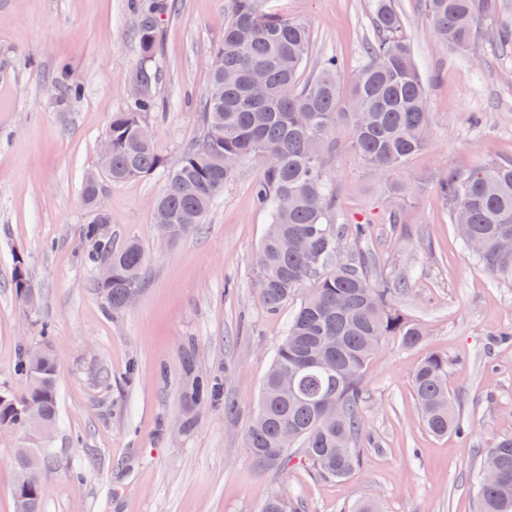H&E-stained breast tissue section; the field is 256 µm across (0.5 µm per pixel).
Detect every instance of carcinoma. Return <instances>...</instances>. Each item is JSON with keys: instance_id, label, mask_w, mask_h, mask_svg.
Returning <instances> with one entry per match:
<instances>
[{"instance_id": "obj_1", "label": "carcinoma", "mask_w": 512, "mask_h": 512, "mask_svg": "<svg viewBox=\"0 0 512 512\" xmlns=\"http://www.w3.org/2000/svg\"><path fill=\"white\" fill-rule=\"evenodd\" d=\"M262 0H225L227 22L218 60L210 73V90L200 104L202 131L178 160L169 163L142 136L143 114L154 101L144 92L112 117L105 135L112 153L98 159L95 171L117 185L161 170L165 188L154 201L157 228L180 241L204 219L215 199L248 157L263 162L255 195L271 216L257 266L259 294L275 311L298 288H314L288 323L265 377L261 398L244 433L245 447L263 466L285 469L292 449L301 448L312 469L326 478H350L362 463L368 438L360 415L367 362L387 337L405 348L423 342L420 325L394 302L406 280L369 278L370 263L331 266L343 227L331 223L335 194L327 177L324 146L336 123L347 125L364 165L395 179L397 191L411 185L404 170L428 143L427 91L415 66L410 41L388 0H376L374 36L367 62L350 84L338 77L333 57L305 74L312 49L308 28L262 9ZM434 35L457 51L469 50L481 37L482 22L494 0H421ZM141 74L155 58L153 21L138 27ZM451 222L478 241L465 250L494 280L512 284V252L501 246L512 236V159H500L461 172L451 171L441 185ZM106 213L96 212L85 237L92 243L88 262L96 266L112 257V284L96 285L108 297L110 311L124 309L132 287L142 286L144 253L130 239L120 247L103 231ZM17 298L33 291L22 265L12 277ZM15 373L26 382L21 394L0 390V429L27 431L23 411L36 407L52 423L58 419L57 368L47 350L45 372L37 373L21 349ZM190 399L206 406L224 401V385L186 363ZM415 397L425 428L442 437L463 433L459 400L448 389V359L430 354L413 374ZM25 445L40 448L44 468L55 462L52 449L31 432ZM483 464L497 478L476 475L482 512H512V436L498 438Z\"/></svg>"}]
</instances>
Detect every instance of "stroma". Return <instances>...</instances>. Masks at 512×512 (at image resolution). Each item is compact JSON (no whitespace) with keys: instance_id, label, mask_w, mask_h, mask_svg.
Instances as JSON below:
<instances>
[{"instance_id":"35a3bbf8","label":"stroma","mask_w":512,"mask_h":512,"mask_svg":"<svg viewBox=\"0 0 512 512\" xmlns=\"http://www.w3.org/2000/svg\"><path fill=\"white\" fill-rule=\"evenodd\" d=\"M151 2L0 0V389L24 392L19 349L48 341L59 419L41 512H260L277 493L296 512H347L364 499L382 512H479L480 452L512 435V343L500 339L512 330V286L492 285L464 252L439 185L449 171L512 158V51L495 37L498 21L512 22V0H496L466 52L433 35L419 0H392L427 85L429 142L405 173L413 193L364 166L346 125L332 135V221L345 229L337 259L369 252L373 276H405L395 301L424 332L417 348L389 338L369 359L361 415L372 441L346 481L320 478L300 454L284 470L260 467L244 445L276 348L309 293L300 288L273 313L254 286L269 224L254 199L260 161L241 163L203 224L172 245L151 217L163 173L105 185L94 206L82 200L111 118L140 79L136 31ZM171 3L156 16L148 83L156 108L143 121L172 162L198 135L227 14L224 0ZM263 8L310 30L309 65L336 56L347 80L365 62L372 0H263ZM98 210L114 245L135 238L146 256L141 291L118 312L107 310L84 261L83 231ZM19 258L32 307L11 286ZM431 353L448 360L468 435L436 437L420 420L412 376ZM188 358L223 379L233 412L190 401ZM21 439L0 432V512H14Z\"/></svg>"}]
</instances>
